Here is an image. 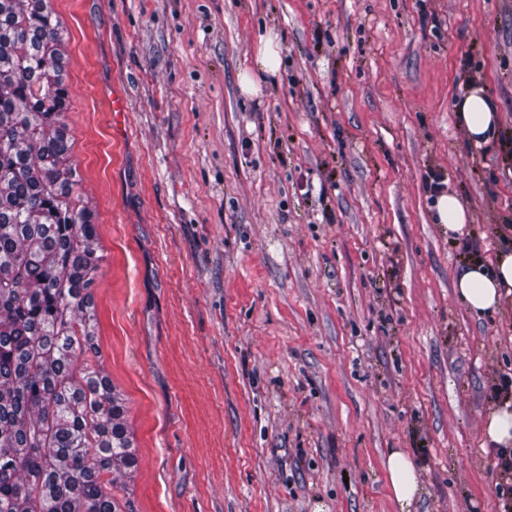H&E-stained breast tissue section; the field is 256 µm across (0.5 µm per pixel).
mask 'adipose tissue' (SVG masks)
<instances>
[{"mask_svg":"<svg viewBox=\"0 0 512 512\" xmlns=\"http://www.w3.org/2000/svg\"><path fill=\"white\" fill-rule=\"evenodd\" d=\"M455 111L460 124L476 145H487L498 137L497 105L483 87H473L459 98ZM454 288L470 311L477 315L498 308L504 293L512 292V251H502L492 266L468 263L457 275ZM386 482L399 512H411L420 493L417 467L407 452L390 451L386 462Z\"/></svg>","mask_w":512,"mask_h":512,"instance_id":"1","label":"adipose tissue"}]
</instances>
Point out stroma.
<instances>
[{
    "mask_svg": "<svg viewBox=\"0 0 512 512\" xmlns=\"http://www.w3.org/2000/svg\"><path fill=\"white\" fill-rule=\"evenodd\" d=\"M97 213L93 366L125 406L133 512H503L484 424L512 390V295L464 263L512 225V0H47ZM282 63L244 95L259 38ZM498 103L474 146L453 105ZM121 95L127 112L112 110ZM463 202L435 223L433 179ZM477 250H470V243ZM435 218L438 224H446L449 233L460 232L469 221L466 208L458 197L451 193H442L435 204ZM454 288L475 315L493 311L505 293L512 292V251H502L491 267L468 263L457 275ZM384 465L391 498L400 512H412L413 504L420 493L418 472L414 461L407 452L396 449L390 451Z\"/></svg>",
    "mask_w": 512,
    "mask_h": 512,
    "instance_id": "35a3bbf8",
    "label": "stroma"
}]
</instances>
